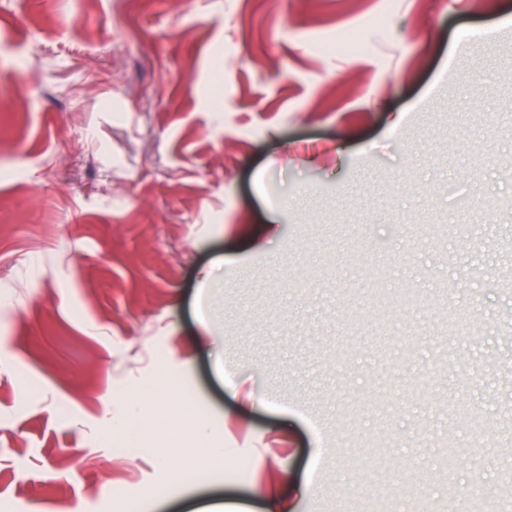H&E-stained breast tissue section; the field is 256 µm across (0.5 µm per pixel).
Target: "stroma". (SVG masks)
Returning a JSON list of instances; mask_svg holds the SVG:
<instances>
[{"instance_id": "obj_1", "label": "stroma", "mask_w": 512, "mask_h": 512, "mask_svg": "<svg viewBox=\"0 0 512 512\" xmlns=\"http://www.w3.org/2000/svg\"><path fill=\"white\" fill-rule=\"evenodd\" d=\"M171 3L0 0V512H512V0ZM174 385L181 391L178 382L170 377L156 379L153 383L142 387L137 395L132 398H123L115 403L112 411V397L109 401L107 412L109 419L101 431V439L107 444L112 443V435L124 434L130 437L139 436V426L145 418L154 413L164 400L163 393L171 396ZM195 437L197 448H193V455L191 459L196 457L202 458L206 463L208 462H229L234 456L228 448H223V442L214 438L210 429L206 426L195 427L192 431Z\"/></svg>"}]
</instances>
